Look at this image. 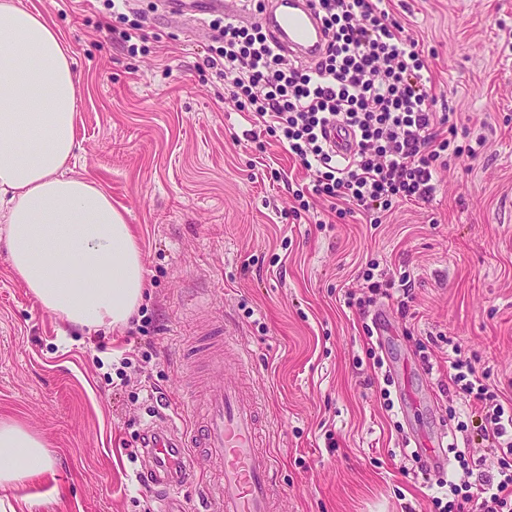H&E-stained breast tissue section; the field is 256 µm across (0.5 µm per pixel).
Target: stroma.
I'll return each instance as SVG.
<instances>
[{
  "label": "stroma",
  "mask_w": 512,
  "mask_h": 512,
  "mask_svg": "<svg viewBox=\"0 0 512 512\" xmlns=\"http://www.w3.org/2000/svg\"><path fill=\"white\" fill-rule=\"evenodd\" d=\"M21 2L73 52L82 94L70 168L124 210L148 287L135 323L91 334L41 308L0 254V420L24 423L54 459L31 482L1 487L0 504L155 512L127 452L157 409L185 428L202 421L206 389L222 375L192 346L218 325L253 352L244 381L264 393L276 512H427L440 476H422L403 442L461 422L482 471L497 473L499 454L449 379L448 350L459 344L512 397V0H389L433 56L434 111L460 113L484 143L437 175L430 203L400 205L377 225L326 203L317 220L293 216L304 170L218 98L211 34L159 21L160 0L129 2L145 36L138 52L112 35L107 0ZM372 264L409 277L411 299L394 287L347 308L346 291ZM125 356L144 371L112 385ZM196 470V483L172 493L173 512H216L202 502L216 470L203 460Z\"/></svg>",
  "instance_id": "stroma-1"
}]
</instances>
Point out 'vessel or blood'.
<instances>
[{
    "label": "vessel or blood",
    "mask_w": 512,
    "mask_h": 512,
    "mask_svg": "<svg viewBox=\"0 0 512 512\" xmlns=\"http://www.w3.org/2000/svg\"><path fill=\"white\" fill-rule=\"evenodd\" d=\"M242 0H163L165 13L184 16L195 26L214 15L242 18ZM270 39L303 62L321 58L327 35L314 0H270L259 19ZM238 374L214 387L202 426L177 432L170 420L150 426L145 463L138 480L167 504L171 491L193 480L196 460L217 464L223 481L215 494L221 512H271L277 491L274 458L258 424L259 393L244 389Z\"/></svg>",
    "instance_id": "b4317fda"
}]
</instances>
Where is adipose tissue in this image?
Wrapping results in <instances>:
<instances>
[{
  "label": "adipose tissue",
  "instance_id": "ef3b65f1",
  "mask_svg": "<svg viewBox=\"0 0 512 512\" xmlns=\"http://www.w3.org/2000/svg\"><path fill=\"white\" fill-rule=\"evenodd\" d=\"M81 77L39 12L0 0V252L41 307L96 331L127 326L146 288L130 224L100 185L63 176L74 157ZM42 437L0 422V486L47 470Z\"/></svg>",
  "mask_w": 512,
  "mask_h": 512
}]
</instances>
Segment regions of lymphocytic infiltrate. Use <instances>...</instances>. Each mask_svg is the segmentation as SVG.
<instances>
[{
  "label": "lymphocytic infiltrate",
  "instance_id": "obj_1",
  "mask_svg": "<svg viewBox=\"0 0 512 512\" xmlns=\"http://www.w3.org/2000/svg\"><path fill=\"white\" fill-rule=\"evenodd\" d=\"M315 2L329 34L317 63L306 66L282 54L259 24L215 19L220 45L208 66L239 110L262 122L308 172L309 183L294 195L301 210L326 201L368 216L429 202L436 175L459 154V128L452 113L431 110L434 88L423 78L428 55L385 0ZM336 124L354 136L350 155L337 154L326 138ZM448 363L453 385L480 415L482 441L512 455V402L484 383L459 345H452ZM480 465L455 452L434 507L512 512V464L503 463L494 476Z\"/></svg>",
  "mask_w": 512,
  "mask_h": 512
}]
</instances>
